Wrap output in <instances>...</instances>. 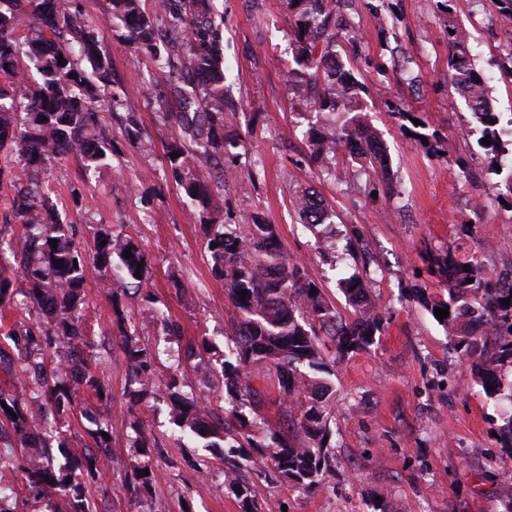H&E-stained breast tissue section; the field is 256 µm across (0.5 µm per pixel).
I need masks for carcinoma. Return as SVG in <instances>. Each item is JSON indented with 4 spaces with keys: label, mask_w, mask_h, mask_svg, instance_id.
<instances>
[{
    "label": "carcinoma",
    "mask_w": 512,
    "mask_h": 512,
    "mask_svg": "<svg viewBox=\"0 0 512 512\" xmlns=\"http://www.w3.org/2000/svg\"><path fill=\"white\" fill-rule=\"evenodd\" d=\"M450 2H440L446 14L445 30L454 31L447 35L448 76L480 125L481 137L491 136L487 149L504 152L508 143L501 139L499 113L488 86L477 87L479 73L469 37L455 22ZM288 7L297 15V68L291 72V87L322 117L309 132L312 161L330 172L342 148L364 143L366 148L356 157L377 175L374 184L390 190L389 159L371 126L355 117L336 124L338 113L363 111L365 87L356 79L352 65L336 51L340 39L352 41L354 36L336 11L335 0H288ZM109 14L123 23L122 40L149 51L170 75L167 91L154 98L162 115L180 132L179 138L166 146L165 159L192 214L206 230L207 243H217L208 249L211 273L224 280L235 308L233 349L221 361L226 393L241 407L254 404L256 390L246 368L262 362L275 370L285 394L297 403L296 412L289 413L292 433L272 432L261 441L255 439L257 422L242 411L234 409L232 419L210 423L201 395L184 392L186 383L177 378L165 385L174 423L202 441L203 447L224 449V484L235 488L244 512H256L241 462L250 463V471L258 477L273 473L303 492L319 487L329 470V448L324 439L330 435L328 407L334 394L324 356L331 351L343 354L368 348L382 333L383 319L367 284L359 279L344 285L353 319H343L318 285L306 278L302 267L285 258L274 226L258 216L234 231L222 224L218 188L224 186V157L233 155L240 142L224 135L223 23L216 20L212 0H156L150 14L143 9L142 0H109ZM24 18L30 22L32 36L21 43L15 31ZM22 53L35 66L39 81L29 82L18 70ZM61 59L66 64H59ZM82 59L90 64L97 81L105 86L111 83V59L98 46L94 31L77 20L70 0H0V72L11 78L9 89L0 88V183L11 179L8 158L14 155L39 163L73 154L88 170L107 165L113 156L112 135L99 124L98 114L88 104L94 84L80 68ZM394 115L407 140L420 144L425 137V147L434 153L445 143L436 133L424 132L426 125L413 123L416 113L398 108ZM173 152L177 153L175 159L171 158ZM310 197L307 193L296 201L303 223L313 227L326 223L323 201L315 205ZM9 202L10 216L19 220L23 232L16 240V265L8 272L0 268V306L9 301L13 284L21 285L32 307L54 322L70 355L80 358L89 346L85 320L80 317L88 258L39 182L14 187ZM127 249L131 250L128 259L123 255ZM93 263L104 272L115 266L123 279L139 283L148 259L138 245L100 227ZM437 267L448 282V299L432 303L431 308L449 311L444 321L456 329L455 348L476 353L479 344L473 324H496L495 351L478 365L483 388L493 387L488 395L496 396L502 390L498 367L512 365V303L503 305V300H512V284L486 276L480 264L450 251L439 258ZM242 290L248 291L243 301L238 295ZM124 320L118 315L119 336L128 360L126 382L131 394L140 399L154 392L156 384L146 352L133 340L137 332H128ZM167 335L188 361L209 353L204 340L185 343L173 329L167 330ZM8 336L19 351L31 352L34 340L30 329L13 328ZM25 371L36 380L37 396L48 398L59 409L74 404L69 367L58 366L49 372L45 361L32 360ZM79 383L103 391L99 377L86 363ZM1 401L6 407L0 406V413L21 446L42 450L48 424L36 423L8 392L0 390ZM102 432L100 425L94 430L98 453L88 455L83 466L67 460L54 471L26 462L29 486L42 491L67 483L75 491L80 489L77 470L83 468L92 475L98 471L97 465L109 458Z\"/></svg>",
    "instance_id": "carcinoma-1"
}]
</instances>
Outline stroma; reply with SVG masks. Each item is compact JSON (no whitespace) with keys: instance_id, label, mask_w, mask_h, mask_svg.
I'll return each mask as SVG.
<instances>
[{"instance_id":"35a3bbf8","label":"stroma","mask_w":512,"mask_h":512,"mask_svg":"<svg viewBox=\"0 0 512 512\" xmlns=\"http://www.w3.org/2000/svg\"><path fill=\"white\" fill-rule=\"evenodd\" d=\"M359 34L356 77L366 89L362 117L385 144L393 194H374L371 180L349 154H340L335 174L309 160L306 132L318 116L288 85L294 68L296 18L288 0H216L224 17L223 47L228 94L227 133L240 137L238 155L224 161V221L242 223L259 214L274 224L283 254L303 267L344 318L352 309L338 286L351 275L369 278L383 318L380 339L338 359L329 429L335 471L309 493L272 478L255 479L261 512H374L378 500L400 512H503L500 481L512 457L499 434L512 415V401L487 396L475 358L454 350L450 325L437 319L429 301L447 297L444 278L429 270L433 257L453 252L476 257L487 275L512 274V208L497 200L499 176L487 173L480 131L448 79V41L438 0H337ZM80 21L94 30L112 60L121 106L99 107L120 151L97 171L68 156L31 169L13 158L12 177L26 183L37 173L65 215L77 244L94 254L98 225L130 238L148 257V272L136 290L111 299L101 271L87 266L82 288L90 339L88 364L106 398L75 386L76 410L58 412L32 401L20 375L19 354L7 338L16 325L50 333L22 295L0 308V390L30 403L35 414L58 427L64 448H51L55 464L65 456L84 459L95 449V422L107 423L112 462L99 478L86 480L82 499L91 512H244L224 483V457L217 448H181L170 402L159 394L132 402L126 356L113 326V303H121L150 353L157 385L188 377L202 390L214 420L229 414L220 373L210 371L230 348L233 316L224 282L211 273L206 236L184 203L165 162L174 129L151 100L164 92L168 71L148 51L123 42L122 25L107 15L108 0H73ZM457 23L470 33L473 62L483 73L502 120L512 129V73L500 59L512 49V15L492 11L485 0H455ZM406 103L429 130L450 137L454 160L411 144L390 112ZM132 114L141 131L129 141L121 116ZM315 192L331 223L311 229L294 200ZM184 341H208L205 365L192 367L167 350L165 327ZM258 392L255 409L272 428L285 427L289 402L274 371L252 365ZM140 422L147 446L134 448L132 422ZM0 455L14 466L0 478L10 489L0 506L26 502L27 512H69L72 494L43 496L28 487L27 450L0 440ZM148 464V487L128 492L125 477Z\"/></svg>"}]
</instances>
